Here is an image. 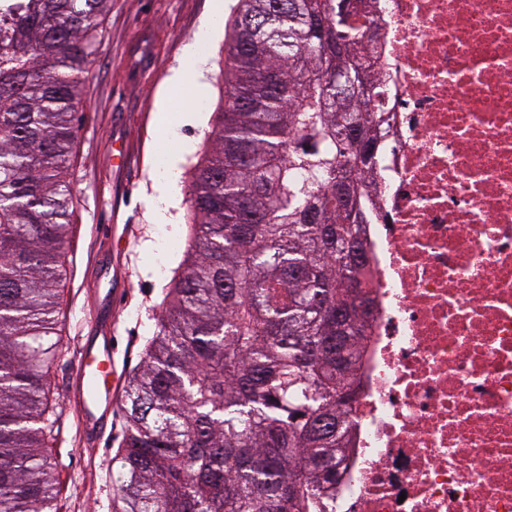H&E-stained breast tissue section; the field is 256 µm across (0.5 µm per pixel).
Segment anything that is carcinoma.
Here are the masks:
<instances>
[{
	"label": "carcinoma",
	"mask_w": 512,
	"mask_h": 512,
	"mask_svg": "<svg viewBox=\"0 0 512 512\" xmlns=\"http://www.w3.org/2000/svg\"><path fill=\"white\" fill-rule=\"evenodd\" d=\"M0 0V512H56L70 165L112 0ZM336 0H240L186 259L121 402L111 512H336L391 113ZM303 169L308 179L298 181ZM294 485L288 491V485Z\"/></svg>",
	"instance_id": "obj_1"
}]
</instances>
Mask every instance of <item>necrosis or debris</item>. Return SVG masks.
<instances>
[{"mask_svg":"<svg viewBox=\"0 0 512 512\" xmlns=\"http://www.w3.org/2000/svg\"><path fill=\"white\" fill-rule=\"evenodd\" d=\"M396 115L336 512H512V0H384Z\"/></svg>","mask_w":512,"mask_h":512,"instance_id":"1","label":"necrosis or debris"}]
</instances>
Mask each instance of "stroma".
Listing matches in <instances>:
<instances>
[{"instance_id": "stroma-1", "label": "stroma", "mask_w": 512, "mask_h": 512, "mask_svg": "<svg viewBox=\"0 0 512 512\" xmlns=\"http://www.w3.org/2000/svg\"><path fill=\"white\" fill-rule=\"evenodd\" d=\"M212 5L213 0H112L93 75L83 86L86 110L71 158L74 207L59 305L65 347L52 378L58 420L50 454L58 512H110L122 412L113 407L111 426L88 443L67 398L68 385L85 337L103 328L115 338V380L125 388L173 272L185 258V186L222 105L226 40L206 49L202 94L183 91L171 76ZM163 103L175 112L202 105L203 126L161 129L156 115ZM119 146L127 150L122 166L113 159ZM175 153L181 173L167 199L155 182L160 160ZM165 207L172 223L156 218Z\"/></svg>"}]
</instances>
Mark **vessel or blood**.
I'll return each instance as SVG.
<instances>
[{
	"label": "vessel or blood",
	"instance_id": "obj_1",
	"mask_svg": "<svg viewBox=\"0 0 512 512\" xmlns=\"http://www.w3.org/2000/svg\"><path fill=\"white\" fill-rule=\"evenodd\" d=\"M113 359L111 338L89 340L81 347L69 398L81 414V427L89 439L100 434L116 401V389L112 385Z\"/></svg>",
	"mask_w": 512,
	"mask_h": 512
}]
</instances>
